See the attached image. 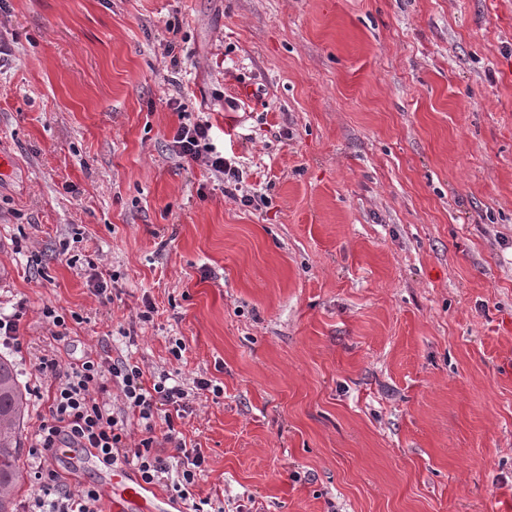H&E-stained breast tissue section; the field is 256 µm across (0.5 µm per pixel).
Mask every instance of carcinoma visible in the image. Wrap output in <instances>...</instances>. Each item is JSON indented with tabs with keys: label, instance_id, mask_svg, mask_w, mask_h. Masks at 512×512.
Here are the masks:
<instances>
[{
	"label": "carcinoma",
	"instance_id": "cac0c4a2",
	"mask_svg": "<svg viewBox=\"0 0 512 512\" xmlns=\"http://www.w3.org/2000/svg\"><path fill=\"white\" fill-rule=\"evenodd\" d=\"M29 403L15 364L0 357V512H16L21 431Z\"/></svg>",
	"mask_w": 512,
	"mask_h": 512
}]
</instances>
